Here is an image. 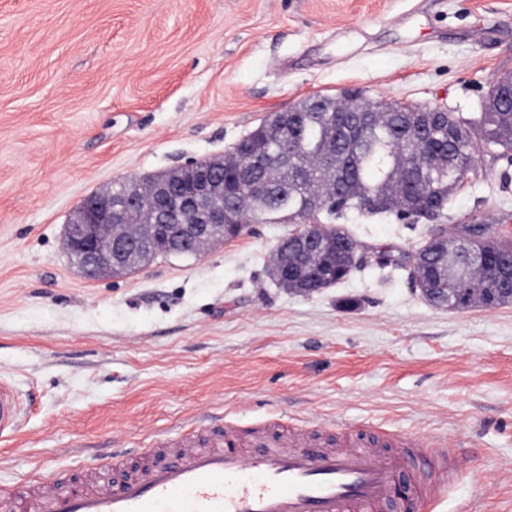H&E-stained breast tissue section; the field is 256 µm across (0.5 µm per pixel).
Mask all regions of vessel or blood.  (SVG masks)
<instances>
[{
	"mask_svg": "<svg viewBox=\"0 0 512 512\" xmlns=\"http://www.w3.org/2000/svg\"><path fill=\"white\" fill-rule=\"evenodd\" d=\"M20 424L18 398L0 381V437ZM375 438L374 448H277L260 436L247 455L228 426L204 448L186 439L173 450L153 449L136 474L96 489L70 488V476L56 470L0 485V512H390L400 481L425 508L456 476L447 439L381 431Z\"/></svg>",
	"mask_w": 512,
	"mask_h": 512,
	"instance_id": "b4317fda",
	"label": "vessel or blood"
}]
</instances>
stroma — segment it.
I'll use <instances>...</instances> for the list:
<instances>
[{
	"mask_svg": "<svg viewBox=\"0 0 512 512\" xmlns=\"http://www.w3.org/2000/svg\"><path fill=\"white\" fill-rule=\"evenodd\" d=\"M512 74V0H0V379L29 405L0 482L137 457L206 413L343 440L464 436L435 512H512V303L438 308L368 263L312 295L270 271L289 227L86 278L65 228L87 196L232 152L301 100L481 111ZM444 224L512 234V160L482 153ZM368 253L427 221L351 216Z\"/></svg>",
	"mask_w": 512,
	"mask_h": 512,
	"instance_id": "35a3bbf8",
	"label": "stroma"
}]
</instances>
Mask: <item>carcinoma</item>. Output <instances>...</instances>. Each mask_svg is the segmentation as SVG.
Returning <instances> with one entry per match:
<instances>
[{"label": "carcinoma", "instance_id": "carcinoma-1", "mask_svg": "<svg viewBox=\"0 0 512 512\" xmlns=\"http://www.w3.org/2000/svg\"><path fill=\"white\" fill-rule=\"evenodd\" d=\"M425 119L410 112L391 113L390 123L374 129L351 124L345 112H320L318 117L303 113L302 124L288 127V138L296 150L288 161L279 157L278 144L265 131L266 123L253 129L241 143L247 156H259L267 172L252 185L240 186L236 166L224 169V211L233 224H293L309 233L319 221L335 226L324 252L303 261L302 267L286 280L272 269L276 284L284 289L312 294L346 279L355 269L352 258L357 240L338 220L347 216H405L395 204V188L421 189L414 197L411 216L434 221L441 217L454 190L460 188L479 165V150L493 148L512 156V112H491L484 108L473 115L450 112L436 117L433 127L423 133ZM139 183L130 180L112 186L119 203L138 197ZM376 199L373 208L363 210L364 200ZM441 238L427 240L419 247L425 263V288H457L501 305L499 298L512 289V280H501L497 271L512 266V250L494 241L465 244L462 257L470 263L469 273L448 282V256Z\"/></svg>", "mask_w": 512, "mask_h": 512}]
</instances>
